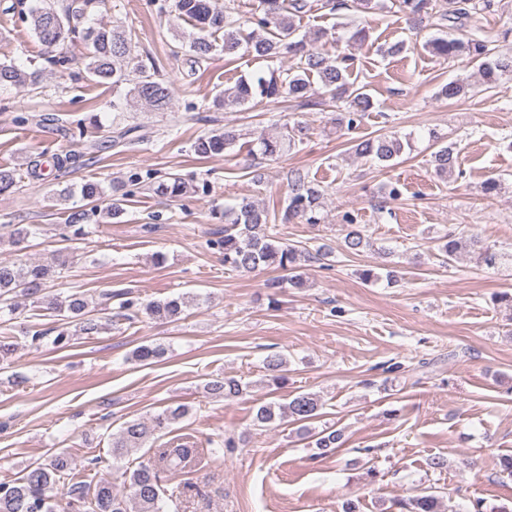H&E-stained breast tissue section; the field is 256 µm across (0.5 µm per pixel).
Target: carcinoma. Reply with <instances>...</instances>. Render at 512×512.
<instances>
[{"label":"carcinoma","mask_w":512,"mask_h":512,"mask_svg":"<svg viewBox=\"0 0 512 512\" xmlns=\"http://www.w3.org/2000/svg\"><path fill=\"white\" fill-rule=\"evenodd\" d=\"M103 0H65L58 7L54 0H42V5L29 9L23 15L30 30L46 48L51 49L76 38L81 39L89 52L84 63L85 78L95 83H110L118 88L131 85L125 94L127 102H141L157 110L167 107L172 89L170 84L156 78L155 70H147L144 65L136 69V76L130 77L129 65L133 56L132 38L125 32L107 24L93 23L78 29L76 21L94 14ZM472 0H394L398 12L416 19L430 18L439 13L440 19L454 24H463L468 17V5ZM174 10L179 17L191 23L198 35L190 41V64L196 66L209 59L218 50L228 56L238 53L241 47L259 58H273L284 52L300 58L298 72H288L280 78L275 73L266 77L262 74L241 78L233 86L222 92L224 107H241L247 104L273 102L286 95L295 100L308 97L312 77H317L321 94L332 100L343 99L347 103L345 111L336 116V124L348 130L356 129L372 107L370 96L360 88H353L349 82L351 56L336 53L330 55L307 47L304 37H297L294 17L308 7L307 0H260L262 15L254 17L255 29L248 35L242 34L240 23L224 13L215 0H174ZM222 34V43H217L216 35ZM433 55L453 59L467 57L478 64L481 83L491 89L503 77L512 76V55L495 54L487 41L467 37L461 39L436 38L425 44ZM42 71L18 66L12 62H0V87H25L40 82ZM468 84L450 81L441 86L438 95L454 100L467 93ZM240 134L233 129L216 130L198 137L192 144L193 153L200 158H214L236 145ZM309 137V128L296 124L272 137L257 139L260 153L270 159L287 154L296 144ZM404 150V142L396 134H384L376 138L358 139L354 144L355 153L379 164L388 163L399 157ZM456 147L452 144L440 147L434 152L435 173L440 177H450L457 167ZM155 191L169 198H179L186 194L184 178L173 174L165 180L157 181ZM131 195L123 182H114L105 187L97 181H87L80 187V201L66 208V217L61 227L63 242L81 240L88 234L87 227L98 224L103 219H118L124 214L122 202ZM320 186L308 179V175L296 170L291 173L288 204L281 216V223L287 224L302 218L308 224H318L320 213ZM224 235L212 239L209 245L224 253V266L235 271H254L259 268H272L285 272L280 278L271 279L266 287L277 295L285 285L293 288L304 286L298 273L301 260L320 259V254H307L295 244L282 241L270 233L274 228L267 208L249 199H242L233 206L224 208ZM346 234L344 244L348 252L357 253L369 245L364 237L357 217L344 215ZM475 260L493 266L499 260L497 252L485 246L473 236L469 240ZM65 262H39L18 260L12 263L0 262V300L13 301L20 297L58 318L59 326L52 344L63 348L76 334L93 336L102 330V324L89 309L86 294L73 290L63 296L46 294L48 283ZM187 307L184 297H171L150 301L141 306L132 299L120 302L119 317L131 318V313L139 310L148 317L161 321H174L180 318ZM167 349L162 344H142L132 352V359L143 365L153 364L162 359ZM285 358L273 354L265 359V369L277 384L286 382L283 375ZM249 384L234 376L213 378L204 384L205 391L218 398H232L243 394ZM321 404L312 393H300L286 405L275 402L258 407L254 422L265 426L286 415L291 422L299 425V431L307 435L316 448L326 454L334 452L344 444V434L340 430L312 427L319 418ZM189 407L185 404L170 405L155 415L151 424L130 420L122 424L112 435V460L124 461L131 452L146 448L152 456L141 461L134 469H125L123 475L128 481L130 497L119 495L112 486V478L101 477L95 483L76 479L72 460L63 453L52 454L42 462L28 465L12 483L0 484V512H131L127 499H132L136 512H166L163 487L164 473L182 471L195 449L190 442L178 438L156 445L161 437L171 433V427L187 416ZM68 485L67 499L62 502L53 494L54 486ZM403 512H441L439 497L423 494L399 502Z\"/></svg>","instance_id":"obj_1"}]
</instances>
